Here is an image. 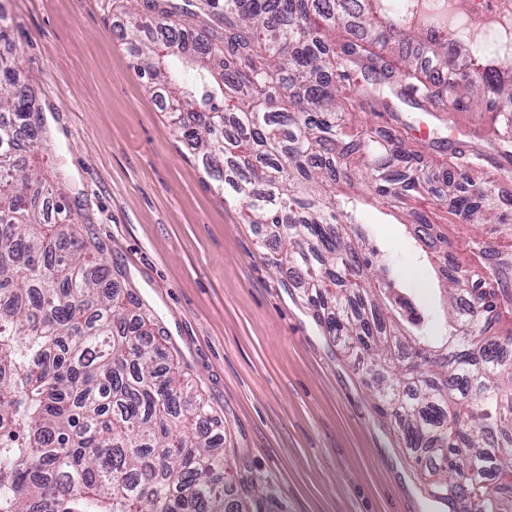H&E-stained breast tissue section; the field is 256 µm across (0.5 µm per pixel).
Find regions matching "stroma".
Returning a JSON list of instances; mask_svg holds the SVG:
<instances>
[{"mask_svg": "<svg viewBox=\"0 0 512 512\" xmlns=\"http://www.w3.org/2000/svg\"><path fill=\"white\" fill-rule=\"evenodd\" d=\"M146 0H0L18 79L54 147L29 169L64 174L77 223L103 244L123 292L163 332L166 354L211 407L227 455L262 490V512H447L430 501L393 421L378 415L372 372L307 309L288 270L174 129L120 37ZM434 223L462 268L470 224L441 205ZM390 278L421 307L437 280L408 228L364 207Z\"/></svg>", "mask_w": 512, "mask_h": 512, "instance_id": "1", "label": "stroma"}]
</instances>
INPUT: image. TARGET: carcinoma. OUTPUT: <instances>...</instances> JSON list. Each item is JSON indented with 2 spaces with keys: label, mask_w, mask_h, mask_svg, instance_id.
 <instances>
[{
  "label": "carcinoma",
  "mask_w": 512,
  "mask_h": 512,
  "mask_svg": "<svg viewBox=\"0 0 512 512\" xmlns=\"http://www.w3.org/2000/svg\"><path fill=\"white\" fill-rule=\"evenodd\" d=\"M200 15L152 5L128 14L137 52L175 130L208 176L273 226L271 266L305 288L313 318L377 374L374 407L399 425L428 497L454 510L512 512V245L467 242L478 287L442 250L443 326L366 251L357 181L405 212L436 244L422 172L432 141L410 138L407 112L438 117L495 104L492 151L474 129L429 163L512 170V56L483 68L481 51L381 0H201ZM14 58L0 56V512H257L253 484L230 496L210 406L178 366L159 362L150 315L116 287L103 246L75 224L60 187L21 165L20 137L49 149ZM369 114L379 127L355 128ZM468 224L512 221L486 188H456Z\"/></svg>",
  "instance_id": "cac0c4a2"
}]
</instances>
